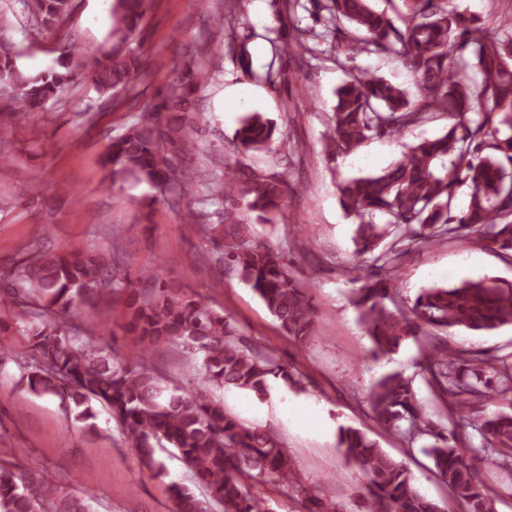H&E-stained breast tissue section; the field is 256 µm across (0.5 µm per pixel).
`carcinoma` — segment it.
<instances>
[{
    "instance_id": "1",
    "label": "carcinoma",
    "mask_w": 512,
    "mask_h": 512,
    "mask_svg": "<svg viewBox=\"0 0 512 512\" xmlns=\"http://www.w3.org/2000/svg\"><path fill=\"white\" fill-rule=\"evenodd\" d=\"M73 0H27L36 28L63 25ZM150 0H113L111 46L92 58L74 42L57 49L61 70L31 74L0 21V84L20 100L17 111L36 112L72 82L94 86L108 100L125 93L141 70L140 56L129 47ZM398 27L369 0H322L326 12V52L335 60L360 54L405 60L420 94L382 78L352 74L336 91L328 119L329 151L348 154L369 137L390 138L423 124L439 112L452 119L447 132L408 147L402 159L375 174L338 186L340 206L357 221L353 237L357 264L351 301L372 343V354L388 356L410 339L427 341L421 373L438 400H448L449 420L472 426L477 447L457 446L456 431L425 419L414 380L400 372L382 375L372 385L369 405L374 421L413 443L428 436L425 447L436 474L448 485L463 512H497V491L482 481L478 460L512 475V410L486 413L491 400L512 403V354L488 358L465 347L448 348L440 333L450 329L490 332L512 325V281L484 277L425 288L416 299L393 309L389 282L402 256L444 240L475 233L478 241L512 260V33L488 38L480 18L459 11L452 0H404ZM208 81L206 72L188 64L140 121L112 139L102 164L112 188L133 181L147 184L179 202L193 195L201 171L176 160L194 125L182 118L190 98ZM274 122L249 112L233 134L237 153L268 148ZM511 168H506V165ZM219 223L202 224L192 209L183 223L211 236L221 248L216 268L233 265L243 281L279 322L301 343L317 331L318 318L307 292L288 270L286 252L252 239L237 220L246 205L269 223L288 192L276 166L253 168L242 160L212 174ZM470 182L465 210L451 214L457 185ZM117 296L123 310L117 326L136 338L143 352L175 342L200 360L190 389L166 384L144 361L119 357L103 329L68 322L74 304L94 305ZM0 314L16 321L30 317L28 329L31 390L59 397L75 417L106 408L120 426L142 468L163 475L158 450L172 448L206 491L198 498L187 485L170 486L176 512H266L264 499L251 494L253 482H275L296 493L301 512H340L326 488L304 482L279 440L226 411L215 396L224 387L264 395L281 377L303 388L301 379L273 357L247 348L235 325L208 299L166 278L156 265L135 274L126 268L122 248L108 253L47 254L18 263L0 286ZM337 447L360 469L367 498L360 512H444L414 487L405 464L379 448L364 431L339 428ZM0 512H90L79 495L58 489L49 476L33 482L16 449L0 457Z\"/></svg>"
}]
</instances>
